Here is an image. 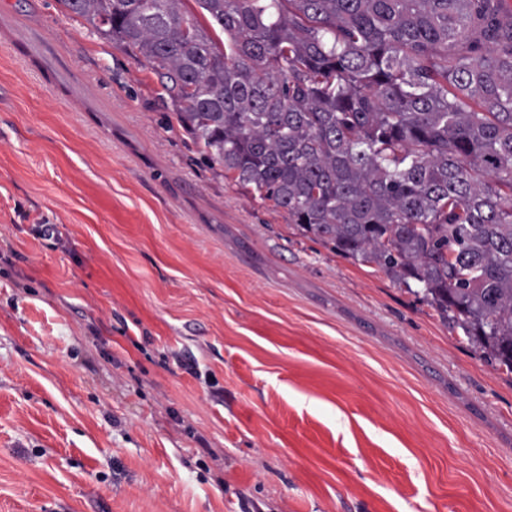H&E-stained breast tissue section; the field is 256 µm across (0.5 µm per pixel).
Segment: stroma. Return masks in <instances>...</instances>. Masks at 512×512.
<instances>
[{
    "mask_svg": "<svg viewBox=\"0 0 512 512\" xmlns=\"http://www.w3.org/2000/svg\"><path fill=\"white\" fill-rule=\"evenodd\" d=\"M0 512H512V378L0 0Z\"/></svg>",
    "mask_w": 512,
    "mask_h": 512,
    "instance_id": "obj_1",
    "label": "stroma"
}]
</instances>
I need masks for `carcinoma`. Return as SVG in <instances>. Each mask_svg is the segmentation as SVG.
Here are the masks:
<instances>
[{
    "instance_id": "cac0c4a2",
    "label": "carcinoma",
    "mask_w": 512,
    "mask_h": 512,
    "mask_svg": "<svg viewBox=\"0 0 512 512\" xmlns=\"http://www.w3.org/2000/svg\"><path fill=\"white\" fill-rule=\"evenodd\" d=\"M137 50L208 158L512 374V9L488 0H60Z\"/></svg>"
}]
</instances>
